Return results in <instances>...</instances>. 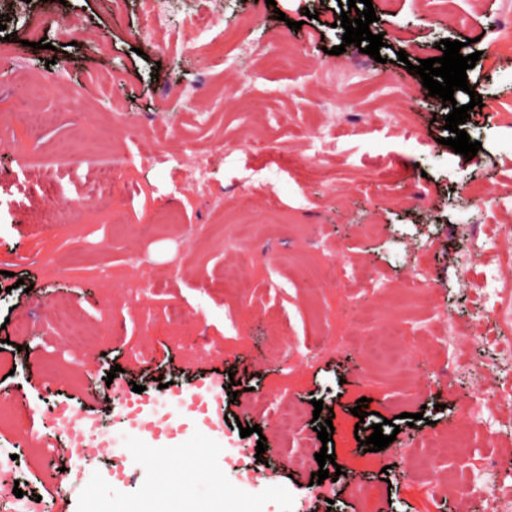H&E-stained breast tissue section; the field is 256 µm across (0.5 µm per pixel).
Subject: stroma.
Masks as SVG:
<instances>
[{
  "label": "stroma",
  "instance_id": "35a3bbf8",
  "mask_svg": "<svg viewBox=\"0 0 512 512\" xmlns=\"http://www.w3.org/2000/svg\"><path fill=\"white\" fill-rule=\"evenodd\" d=\"M221 2L219 21L200 35L217 55L200 66L183 65L178 31L184 16L210 10V0H169L165 42L142 38L139 0H30L23 15L0 4L7 32L17 35L0 41V340L12 344L0 352V411L21 405L47 423L54 405L65 404L100 419L114 444L90 457L79 483L64 477L76 460L23 458L24 486L66 498L70 512H121L146 491L164 494L190 465L188 498L211 512H373L378 500L383 512H485L464 482L512 452V344L501 336L512 328V238H501L497 223L499 211L512 208V129L490 117L468 125L481 149L470 159L453 152L443 143L450 132L441 98L428 96L405 64L433 57L443 39L464 42L469 54L485 50L500 0L452 12L438 0L419 12L402 0L396 14L371 23L385 46L371 64L364 109L408 86L412 123L402 130L384 116L340 120L325 141L312 132L336 109L320 77L329 48L342 44L343 27L324 23L340 16L338 0ZM246 14L256 23L238 31ZM292 20L299 29L289 28ZM288 43L307 66L283 61ZM467 79L484 99L512 98V54L494 70L476 64ZM234 80L246 82L245 96L225 92ZM24 107L44 115L26 136L10 122ZM116 114L121 125L100 141L99 122ZM150 141L160 162L144 158ZM63 148L82 165L44 195L32 171ZM113 150L126 163L129 191L114 205L119 222L96 224L101 203L84 185L95 159ZM198 151L215 157L209 193L223 209L180 182L182 162ZM470 181L482 182L493 205L463 193ZM162 207L178 211V223H155ZM77 209L86 222L72 220ZM48 210L57 223H43ZM243 224L257 251L238 241ZM477 234L497 243L490 262L472 256ZM489 265L500 270L495 291L484 285ZM313 272L325 286L312 293ZM27 273L32 291L7 293ZM414 286L427 296L403 310L392 291ZM62 303L71 325L57 317ZM490 307L495 329L472 336ZM395 325L406 366L386 370L363 345ZM75 328L99 333L91 371L76 359ZM133 360L134 383L152 393L162 383L195 391L213 369L233 373L242 389L224 407L231 426L164 440L128 435L91 396L106 391L112 366ZM445 363L453 368L448 383L427 384L424 371ZM38 374L62 388L42 391ZM363 397L369 414L361 421L352 409ZM317 400L323 411H315ZM288 402L301 417L283 434L273 419ZM404 412L416 421L384 426L393 438L387 448L345 457L372 424ZM316 415L331 420L332 441L318 439ZM253 425L257 433L241 437V427ZM456 432L467 435V447L453 445ZM261 438L277 477L253 488L225 466L224 454L251 453ZM441 441L444 458L464 467L412 474L411 461ZM323 448L342 474L324 480L328 499L313 500L306 486Z\"/></svg>",
  "mask_w": 512,
  "mask_h": 512
}]
</instances>
